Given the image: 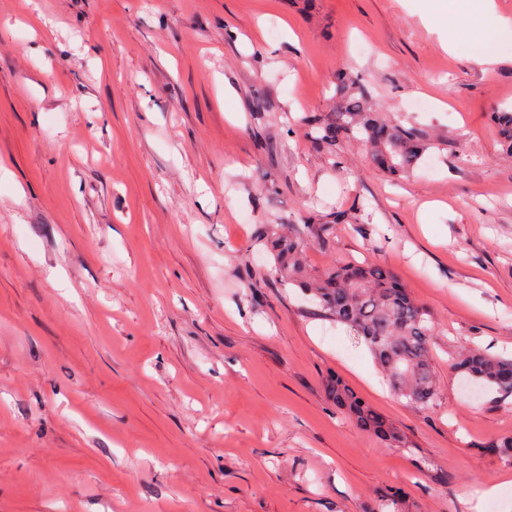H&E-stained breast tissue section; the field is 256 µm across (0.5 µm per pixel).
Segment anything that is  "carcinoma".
Instances as JSON below:
<instances>
[{"mask_svg":"<svg viewBox=\"0 0 512 512\" xmlns=\"http://www.w3.org/2000/svg\"><path fill=\"white\" fill-rule=\"evenodd\" d=\"M500 142L512 152V111L494 115ZM308 134L321 147L335 150L347 139L361 144L372 165L394 176H406L427 148L416 128L386 121L375 109L357 78L344 71L336 82V110L305 118ZM331 224H306L295 233H274L263 227L258 234L272 256L276 277L302 288L320 312L347 326L372 353L393 392L408 404L433 405L438 387L431 348L434 324L427 309L415 301L393 272L368 261L336 262L319 275L311 274L306 254L309 235L328 236ZM449 366L469 381L512 397V358L470 349L449 360ZM325 391L336 408L357 426L390 447H403L400 429L379 410L367 404L341 377H329Z\"/></svg>","mask_w":512,"mask_h":512,"instance_id":"1","label":"carcinoma"}]
</instances>
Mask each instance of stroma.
<instances>
[{"label":"stroma","mask_w":512,"mask_h":512,"mask_svg":"<svg viewBox=\"0 0 512 512\" xmlns=\"http://www.w3.org/2000/svg\"><path fill=\"white\" fill-rule=\"evenodd\" d=\"M481 26L497 63L416 0H0V512H512V398L448 369L512 356V37ZM341 70L432 139L411 175L307 136ZM308 223L312 272L368 260L429 310L432 407L275 280L258 229ZM325 391L336 408L352 418L357 426L372 433L390 447H405L406 440L400 429L379 410L367 404L341 377H329Z\"/></svg>","instance_id":"obj_1"}]
</instances>
